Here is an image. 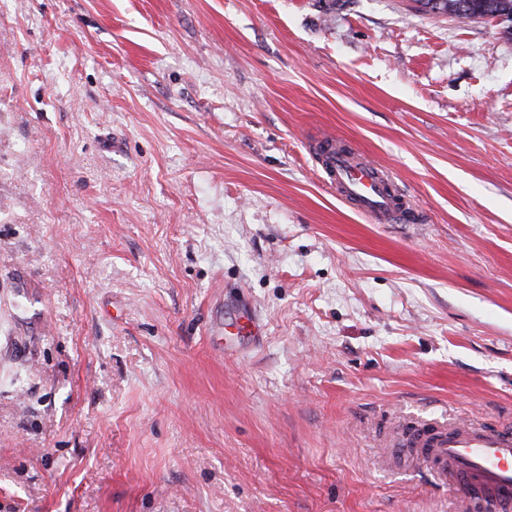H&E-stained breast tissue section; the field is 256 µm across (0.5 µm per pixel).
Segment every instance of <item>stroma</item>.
<instances>
[{
    "label": "stroma",
    "mask_w": 512,
    "mask_h": 512,
    "mask_svg": "<svg viewBox=\"0 0 512 512\" xmlns=\"http://www.w3.org/2000/svg\"><path fill=\"white\" fill-rule=\"evenodd\" d=\"M506 28L0 0V512H456L389 445L512 424ZM327 134L416 223L337 199Z\"/></svg>",
    "instance_id": "35a3bbf8"
}]
</instances>
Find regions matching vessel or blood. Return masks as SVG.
Instances as JSON below:
<instances>
[{"instance_id": "obj_1", "label": "vessel or blood", "mask_w": 512, "mask_h": 512, "mask_svg": "<svg viewBox=\"0 0 512 512\" xmlns=\"http://www.w3.org/2000/svg\"><path fill=\"white\" fill-rule=\"evenodd\" d=\"M327 159L337 195L360 213L378 224L414 223L409 200L379 163L335 148ZM400 444L458 491L459 512H474L480 505L512 512L511 427L424 423Z\"/></svg>"}]
</instances>
